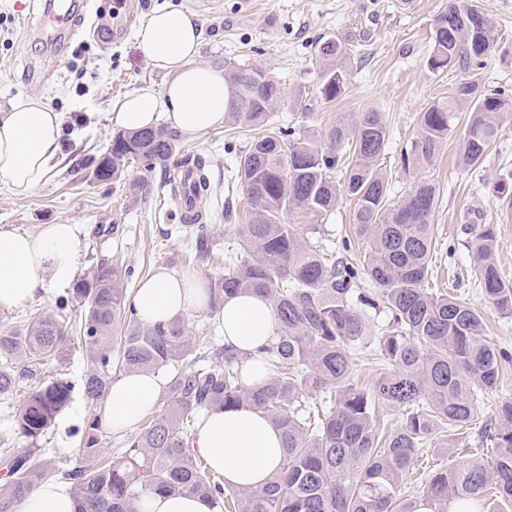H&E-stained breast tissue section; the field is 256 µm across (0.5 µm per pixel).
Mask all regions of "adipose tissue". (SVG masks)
<instances>
[{
	"mask_svg": "<svg viewBox=\"0 0 512 512\" xmlns=\"http://www.w3.org/2000/svg\"><path fill=\"white\" fill-rule=\"evenodd\" d=\"M200 27L195 15L178 8L156 11L140 25L136 47L167 81L162 89L144 87L114 104L113 121L126 131L156 126L159 119L187 135L224 124L229 94L224 75L197 63ZM61 118L39 98L19 101L0 113V183L26 194L47 177L61 155ZM75 224H44L34 233L0 231V310L21 307L44 280L65 285L78 269ZM141 322L168 323L205 310V282L197 275L161 269L142 281L133 295ZM224 343L248 356L247 386L267 376L262 351L276 338L271 304L254 294L225 298L218 314ZM162 387L156 373L114 378L107 392L104 423L115 434L136 427L152 408ZM192 447L227 486L261 489L283 459V437L274 422L247 409L211 410L198 422ZM21 512H78L70 483H41L22 503Z\"/></svg>",
	"mask_w": 512,
	"mask_h": 512,
	"instance_id": "ef3b65f1",
	"label": "adipose tissue"
}]
</instances>
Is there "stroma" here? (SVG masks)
<instances>
[{
    "label": "stroma",
    "instance_id": "1",
    "mask_svg": "<svg viewBox=\"0 0 512 512\" xmlns=\"http://www.w3.org/2000/svg\"><path fill=\"white\" fill-rule=\"evenodd\" d=\"M53 0H0V113L29 97L43 100L58 112L62 125V158L35 190L19 195L0 184V230L36 232L44 224H79V278L90 277L96 265L114 264L129 271L127 286L164 267L192 272L204 280L222 273L225 247L234 245L238 227L250 213L245 193L230 182L236 154L254 136L247 128H221L198 135H181L174 159L186 154L207 162L213 194L205 205L215 213L211 223L213 253L205 257L186 251L176 203L158 187L163 169L145 171L127 166L124 177L99 181L92 162L111 147L118 128L110 121L113 103L136 90L161 88L165 75L138 52L139 25L155 10L178 7L196 14L201 26L199 63L229 72L237 66H257L281 86L284 101L275 113L280 125L324 132L339 119H351L368 109L383 112L390 143L382 161L393 197L405 196L422 178L440 190L432 218L440 246L454 250L450 265L436 264L432 284L439 289H469L472 242L485 224L495 225L497 258L506 280L512 281V199L497 187L512 178V113L503 115L496 141L483 160L465 169L457 162L458 140L450 138L438 158L422 171L404 172L400 155L418 132L420 112L447 96L461 75H434L426 67L430 31L448 0H415L405 12L396 0H214L199 12L198 0H140L134 18L112 16L113 0H98L109 16L110 44L101 46L86 36L73 41L46 40L42 21ZM496 27V40L483 68L473 75L486 89H512V0H480ZM339 37L357 46L343 97L325 102L318 94L320 66L317 42ZM354 204L340 197L323 217L298 211L288 214L299 236L327 242L353 232ZM69 289L46 282L44 289L15 310H0V331L24 333L34 310L50 311ZM103 402L81 394L61 413L56 427L42 438V457L58 468L70 466L75 432Z\"/></svg>",
    "mask_w": 512,
    "mask_h": 512
}]
</instances>
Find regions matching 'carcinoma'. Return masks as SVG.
<instances>
[{
	"instance_id": "carcinoma-1",
	"label": "carcinoma",
	"mask_w": 512,
	"mask_h": 512,
	"mask_svg": "<svg viewBox=\"0 0 512 512\" xmlns=\"http://www.w3.org/2000/svg\"><path fill=\"white\" fill-rule=\"evenodd\" d=\"M483 10L464 0L448 6L432 25L426 66L433 73L479 69L492 50L495 26L485 27ZM321 67L320 98L341 97L347 88L351 58L342 39L316 45ZM256 68L228 73L227 121L267 128L237 157L236 177L252 210L240 225L239 248L228 250L224 274L211 282L210 306L224 298L254 293L276 314V340L264 349L269 376L259 386L243 382V357L226 346L211 349L206 338L191 337L185 323H142L132 306L122 268L101 263L91 278L76 282L55 310L31 318L25 334H0V394L12 393L34 375L38 360L60 362L69 342L65 313L82 312L87 369L83 396L102 399L118 374L154 372L164 379L165 409L126 439L122 456L111 460L98 448L96 415L81 431L80 464L63 472L79 502V512H137V504L157 493L191 492L210 499L216 512H449L458 506L477 512L512 509V400L500 403L496 425L483 430L494 448L493 467L459 448L458 436L477 418L480 400L498 384L512 351L485 336V320L466 299L429 287L433 260L444 261L434 237L432 216L439 192L420 179L404 197H392L380 168L389 141L384 114L359 113L337 121L323 140L308 130L270 127L282 98L280 85L251 79ZM512 110V93L488 90L461 79L445 99L428 105L419 117L416 138L403 151L404 170L430 166L455 130L456 113H468L459 141L458 162L476 165L496 139L500 119ZM108 158L92 175L114 179L138 163L150 170L164 166L176 150L178 134L165 127L120 131ZM195 171L197 201L211 194L200 159L186 158ZM344 170L336 184L333 174ZM355 201L354 230L369 239L360 266L336 257L349 253L351 240L337 252L311 243L284 222L299 211L314 216L331 212L339 193ZM197 250L207 248L212 216H181ZM475 287L501 314H512V285L499 270L496 229L484 224L472 245ZM389 320L370 334L371 311ZM371 349L384 364L372 383L352 381L354 355ZM213 354L207 367L186 358ZM320 396L309 400L304 392ZM74 385L57 378L25 394L12 423L0 429V512L15 506L57 471L52 463H31L41 452L35 444L57 423L70 404ZM213 408L258 412L280 428L284 456L279 470L259 491L224 487L190 443L200 416ZM397 410L400 420H385ZM31 441L22 453L10 448L12 434ZM460 450L461 457L429 467L413 493L406 477L419 467L430 441Z\"/></svg>"
}]
</instances>
